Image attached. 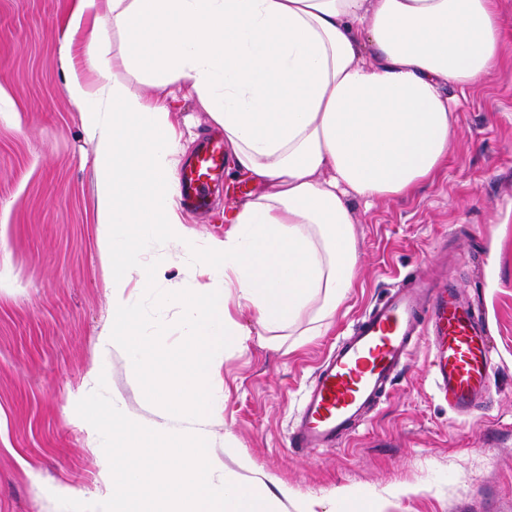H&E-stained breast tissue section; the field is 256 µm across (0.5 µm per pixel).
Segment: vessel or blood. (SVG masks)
<instances>
[{
    "mask_svg": "<svg viewBox=\"0 0 512 512\" xmlns=\"http://www.w3.org/2000/svg\"><path fill=\"white\" fill-rule=\"evenodd\" d=\"M226 164L223 137L203 139L179 172L181 202L208 211ZM422 343L429 348L437 396L455 413L472 414L490 391L486 326L447 277L426 271L400 279L321 360L288 437L290 448L344 447Z\"/></svg>",
    "mask_w": 512,
    "mask_h": 512,
    "instance_id": "1",
    "label": "vessel or blood"
}]
</instances>
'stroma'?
<instances>
[{
    "label": "stroma",
    "instance_id": "35a3bbf8",
    "mask_svg": "<svg viewBox=\"0 0 512 512\" xmlns=\"http://www.w3.org/2000/svg\"><path fill=\"white\" fill-rule=\"evenodd\" d=\"M69 0H0V512H81L102 488L111 429L88 430L91 406L116 403L147 421L159 407L134 375L130 352L104 353L112 321L96 212V151L64 90ZM503 63L458 95L447 164L410 195L371 209L353 202L355 285L317 336H272L229 301L245 331L212 385L220 417L213 449L239 482L287 490L280 512H512V0H502ZM184 153L215 126L189 84L173 116ZM213 195L186 212L189 248L141 235L137 264L164 263L156 287L130 281L125 298L144 332L182 344L173 288H193L197 254L224 238ZM447 267L480 310L493 359L488 399L460 417L432 384L420 346L386 400L339 450L288 446L319 360L397 277ZM73 497L60 495V488Z\"/></svg>",
    "mask_w": 512,
    "mask_h": 512
}]
</instances>
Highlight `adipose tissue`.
Instances as JSON below:
<instances>
[{
  "instance_id": "1",
  "label": "adipose tissue",
  "mask_w": 512,
  "mask_h": 512,
  "mask_svg": "<svg viewBox=\"0 0 512 512\" xmlns=\"http://www.w3.org/2000/svg\"><path fill=\"white\" fill-rule=\"evenodd\" d=\"M501 0H71L62 57L65 92L95 143L100 242L112 265V325L100 343L135 348V374L164 408L145 422L92 409L116 434L101 463L106 494L92 512H136L164 496L165 512H277L268 491L237 482L211 448V379L241 331L225 291L276 332L312 315L330 327L354 282L352 201L403 195L447 161L455 121L446 90L485 82L502 62ZM125 44L112 57L110 35ZM80 43L82 63L70 52ZM144 75L132 94L110 67ZM190 83L224 131L230 185L252 186L228 212L210 273L191 294L171 289L183 349L146 339L126 305L138 233L154 226L181 244L173 86Z\"/></svg>"
}]
</instances>
